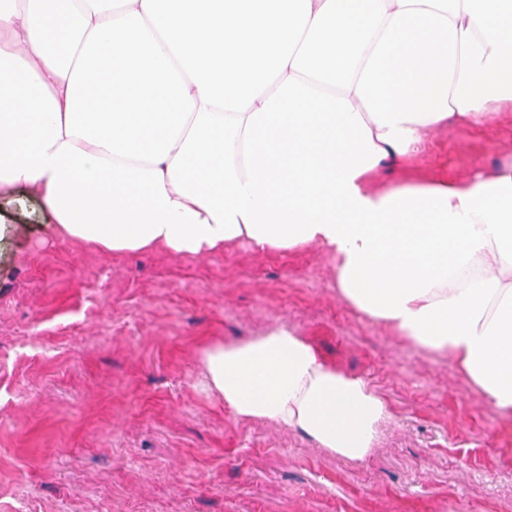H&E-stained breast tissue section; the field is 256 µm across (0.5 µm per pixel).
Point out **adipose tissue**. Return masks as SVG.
I'll return each mask as SVG.
<instances>
[{
	"mask_svg": "<svg viewBox=\"0 0 512 512\" xmlns=\"http://www.w3.org/2000/svg\"><path fill=\"white\" fill-rule=\"evenodd\" d=\"M512 112V0H0V194L116 254L312 245L338 296L512 416V166H405ZM234 416L365 458L387 417L284 326L204 352Z\"/></svg>",
	"mask_w": 512,
	"mask_h": 512,
	"instance_id": "ef3b65f1",
	"label": "adipose tissue"
}]
</instances>
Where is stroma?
Returning <instances> with one entry per match:
<instances>
[{
    "label": "stroma",
    "instance_id": "obj_1",
    "mask_svg": "<svg viewBox=\"0 0 512 512\" xmlns=\"http://www.w3.org/2000/svg\"><path fill=\"white\" fill-rule=\"evenodd\" d=\"M512 164V123L437 130L413 169ZM284 325L364 377L391 415L361 461L242 421L203 351ZM0 512H512V417L446 355L338 298L311 246L112 255L0 199Z\"/></svg>",
    "mask_w": 512,
    "mask_h": 512
}]
</instances>
